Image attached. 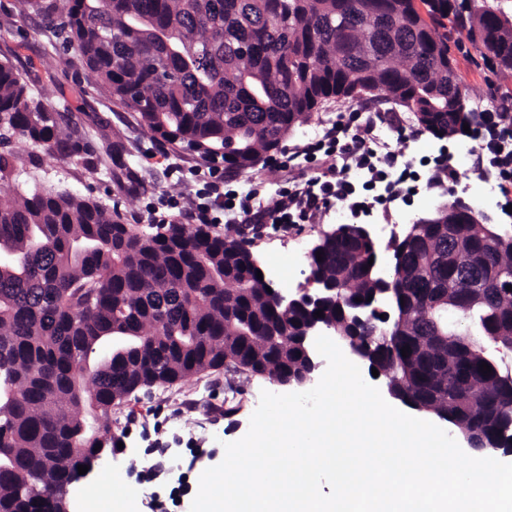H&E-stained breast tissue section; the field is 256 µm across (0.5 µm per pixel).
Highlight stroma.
Instances as JSON below:
<instances>
[{
  "label": "stroma",
  "mask_w": 512,
  "mask_h": 512,
  "mask_svg": "<svg viewBox=\"0 0 512 512\" xmlns=\"http://www.w3.org/2000/svg\"><path fill=\"white\" fill-rule=\"evenodd\" d=\"M46 2L0 0V59L12 61L34 98L50 111H68L60 131L69 151L50 157L31 142L13 140L15 173L12 180L0 183V198L36 188L70 191L106 205L124 223L144 230L162 220H181L205 182L212 180V165L193 152L161 149L136 112L113 104L106 90L90 87L78 51L72 48L60 55L54 50L55 35L39 10ZM444 25L449 54L470 99L483 100L490 123L501 136L512 137V114L497 110L502 98L512 96V74L488 69L470 43H459L452 20ZM307 145L301 130H294L253 170L225 178L226 195H242L251 188L270 207L281 192L301 188L309 178L329 180L328 168L338 162L343 145L313 154ZM334 209V204L324 205L318 219L301 224H264L252 246L260 267H267L271 258L290 257L293 235L317 243L322 232L335 228ZM202 384L209 385L210 401L220 406L227 385L242 390L232 413L220 420L221 443H213L202 432L197 414L180 412L174 403L160 400L158 389L138 392L119 406L127 417L123 449L105 456L92 475L70 488L69 512H85L84 500L98 484L111 488L101 512H190L201 474L221 463L225 443L247 433L254 412L252 393L267 388L277 394L283 391L268 379L231 371L190 378L180 391L188 394ZM155 445L166 448L170 460L167 473L157 477L150 473L158 461L150 452ZM146 485L154 494L143 499L139 490Z\"/></svg>",
  "instance_id": "stroma-1"
}]
</instances>
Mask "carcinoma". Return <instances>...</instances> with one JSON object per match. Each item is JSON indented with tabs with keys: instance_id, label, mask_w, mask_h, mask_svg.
<instances>
[{
	"instance_id": "obj_1",
	"label": "carcinoma",
	"mask_w": 512,
	"mask_h": 512,
	"mask_svg": "<svg viewBox=\"0 0 512 512\" xmlns=\"http://www.w3.org/2000/svg\"><path fill=\"white\" fill-rule=\"evenodd\" d=\"M432 4L486 64L512 71V15L501 5ZM45 10L95 87L161 144L231 173L253 169L332 98L394 102L439 140L470 138L486 121L463 106L448 34L413 0H61ZM14 138L48 155L67 150L56 118L6 59L0 182L15 171ZM156 228L145 235L68 192L0 200V512H64L62 489L83 479L78 466L92 469L118 447L112 407L146 386L171 387L226 361L282 386L313 378L303 335L315 309L271 303L251 238L208 224ZM308 267L344 298L320 306L322 320L366 350L401 403L485 435V455L505 453L512 386L484 341L512 345V227L456 198L438 221L410 225L385 273L354 224L323 233ZM384 279L400 300L386 340L378 321L345 315ZM429 301L447 310L446 342ZM462 321L472 330L459 331Z\"/></svg>"
}]
</instances>
